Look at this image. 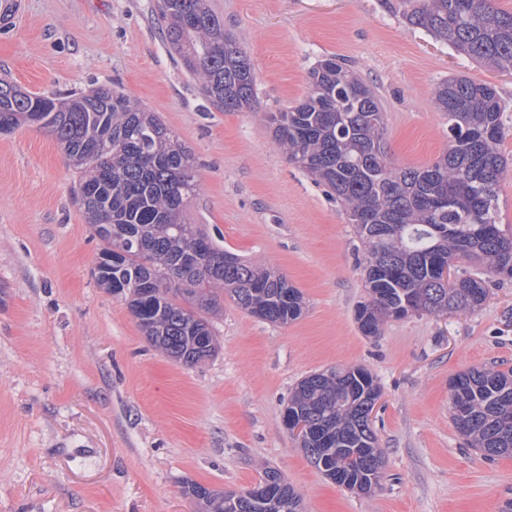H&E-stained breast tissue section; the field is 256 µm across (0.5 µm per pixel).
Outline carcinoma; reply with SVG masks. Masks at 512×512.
Here are the masks:
<instances>
[{"label":"carcinoma","mask_w":512,"mask_h":512,"mask_svg":"<svg viewBox=\"0 0 512 512\" xmlns=\"http://www.w3.org/2000/svg\"><path fill=\"white\" fill-rule=\"evenodd\" d=\"M405 23L469 58L512 67V11L494 0H385ZM158 18L184 69L204 97L226 112L252 107L255 74L246 52L224 32L208 0H157ZM309 73L296 106L271 112L267 124L290 161L341 203L364 246L367 300L359 329L376 336L405 305L419 314L475 311L493 278H512V226L501 223L499 182L508 133L494 86L463 76L435 88L448 114V149L430 165L398 169L388 158L385 112L365 82L336 57ZM46 129L79 173L78 195L102 248L95 277L125 298L148 341L172 360L197 365L217 352L206 315L227 295L274 324L303 312L301 292L281 275L227 250L198 224L183 220L197 188L191 149L161 118L117 89L64 97L32 95L0 77V133ZM459 276L446 283L444 265ZM449 387L452 420L486 459L512 457V369L473 367ZM381 391L362 367L303 378L285 410L301 424L294 437L310 462L337 485L368 495L380 486L382 451L370 419ZM268 485L269 496L257 489ZM185 496L204 512H303L282 473L266 467L255 487L219 491L192 482Z\"/></svg>","instance_id":"obj_1"}]
</instances>
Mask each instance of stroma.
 <instances>
[{
  "label": "stroma",
  "instance_id": "obj_1",
  "mask_svg": "<svg viewBox=\"0 0 512 512\" xmlns=\"http://www.w3.org/2000/svg\"><path fill=\"white\" fill-rule=\"evenodd\" d=\"M155 3L17 0L0 28V75L40 96L114 87L158 113L194 154L187 221L284 275L304 312L278 325L225 302L215 356L171 360L98 286L101 243L61 146L35 127L0 134V512H197L186 482L241 492L266 466L304 512H502L512 458L485 459L459 434L448 382L512 368V279L490 283L476 312L362 335L354 228L274 143L266 116L301 101L310 70L335 56L382 103L392 163L420 167L448 145L435 87L465 76L495 85L512 162V69L458 54L383 0H209L256 78L253 108L224 112L170 49ZM336 366L368 369L381 389L372 419L384 466L370 495L324 476L282 423L299 381Z\"/></svg>",
  "mask_w": 512,
  "mask_h": 512
}]
</instances>
